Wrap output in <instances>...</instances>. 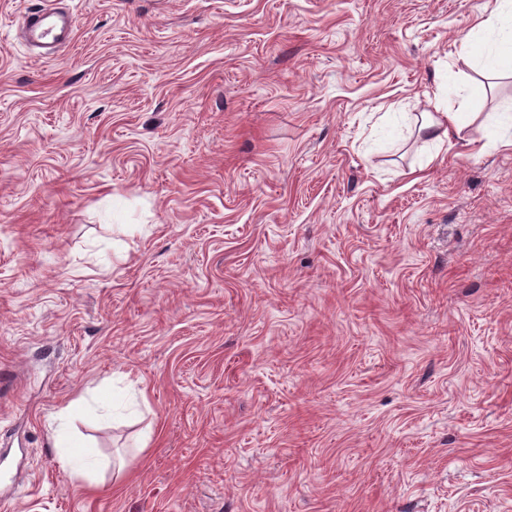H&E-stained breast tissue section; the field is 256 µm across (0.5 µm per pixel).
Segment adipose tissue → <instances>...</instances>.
<instances>
[{
    "label": "adipose tissue",
    "mask_w": 512,
    "mask_h": 512,
    "mask_svg": "<svg viewBox=\"0 0 512 512\" xmlns=\"http://www.w3.org/2000/svg\"><path fill=\"white\" fill-rule=\"evenodd\" d=\"M462 53L488 71L512 74V0H495L488 15L469 30L463 41ZM465 118V113L450 110L430 113L422 120L419 132L426 143L438 151L450 143ZM79 411V403L74 402L59 412L52 440L60 459L75 464L78 476L87 480L91 477L88 465L94 450L70 429Z\"/></svg>",
    "instance_id": "1"
}]
</instances>
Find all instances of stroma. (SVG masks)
<instances>
[{
  "mask_svg": "<svg viewBox=\"0 0 512 512\" xmlns=\"http://www.w3.org/2000/svg\"><path fill=\"white\" fill-rule=\"evenodd\" d=\"M494 2L0 0V512H512ZM462 54L490 72L512 74V1L495 0L463 41ZM72 35L71 16L57 11L56 7H45L26 16L22 27V38L31 49L46 50L39 54H53ZM466 112H453L445 109L443 112L427 113L419 126V132L426 143L434 149L437 155L446 144H450L454 134L458 135L466 118ZM80 412V403L75 401L61 410L58 414V424L52 432L53 448L65 462L77 467V475L86 482H92L88 464L95 452L90 445L77 437L70 429L73 418Z\"/></svg>",
  "mask_w": 512,
  "mask_h": 512,
  "instance_id": "1",
  "label": "stroma"
}]
</instances>
